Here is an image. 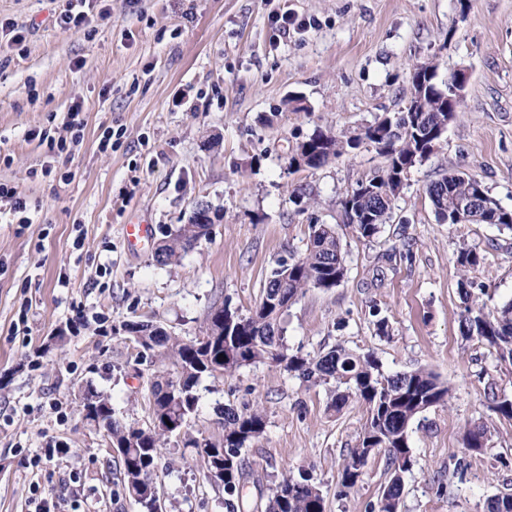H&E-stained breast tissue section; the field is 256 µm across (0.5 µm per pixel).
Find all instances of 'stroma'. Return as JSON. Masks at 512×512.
Instances as JSON below:
<instances>
[{
  "label": "stroma",
  "instance_id": "obj_1",
  "mask_svg": "<svg viewBox=\"0 0 512 512\" xmlns=\"http://www.w3.org/2000/svg\"><path fill=\"white\" fill-rule=\"evenodd\" d=\"M66 3L0 0V183L32 208L22 230L0 212V512H35L47 495L56 512H149L125 495L119 455L78 407L91 385L126 421L150 422L143 377L158 365L113 339V325L153 321L190 338L212 306L249 313L271 272L303 253L312 224L336 227L347 274L291 305L289 347L318 354L341 344L374 353L385 373L426 366L453 386L449 406L410 426L414 466L400 512H486L489 499L512 495V421H495L483 455L467 456L462 444L488 413V386L512 398V373L462 338L454 262L460 247L476 248L485 257L471 274L484 287L480 301H510L512 233L439 221L426 193L461 170L512 209V0H106L107 16H93L89 33L54 26ZM285 13L305 27L281 33ZM429 60L443 80L468 67L458 116L411 169L380 236L358 239L339 201L383 157L364 145L320 169H289L288 158L315 128L355 134L400 111L411 65ZM75 101L84 106L82 141L51 155L30 134L64 136ZM109 127L121 136L104 152ZM48 165L71 178L41 176ZM199 201L222 218L179 263L160 267L149 249L129 247L133 219L156 240ZM376 309L390 336L375 334ZM60 332L65 344L51 346ZM198 393L194 434L221 435L227 406L267 413L264 435L242 451L254 477L248 503L303 473L321 488L325 512H377L389 479L384 453L369 458L354 488L340 484L365 422L358 404L327 411L325 387L267 364L205 379ZM459 458L467 467L455 478ZM157 485L161 512H226L223 489L204 477L183 435L162 448Z\"/></svg>",
  "mask_w": 512,
  "mask_h": 512
}]
</instances>
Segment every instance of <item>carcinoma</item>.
Wrapping results in <instances>:
<instances>
[{
    "mask_svg": "<svg viewBox=\"0 0 512 512\" xmlns=\"http://www.w3.org/2000/svg\"><path fill=\"white\" fill-rule=\"evenodd\" d=\"M456 113L447 110L441 98L425 97V110L397 112L377 116L365 126V132H377L388 123L386 167L371 178L357 183L368 185L369 195L354 198L352 211L340 201L346 225L357 238L372 241L392 218L393 201L403 189L405 173L412 169L416 155L433 152L428 134L448 129ZM356 136H339L316 128L301 143L299 150H311L309 168L320 169L332 159L353 148ZM437 216L450 224L459 223L458 215L466 204L487 206L498 212L497 226L512 231V210L502 207L488 193L480 179L468 172L443 176L428 187ZM198 224L191 219L162 238L159 266L178 262L199 242ZM480 254L473 248H460L455 263L461 272L460 284L477 287L468 274L480 265ZM347 272L341 240L330 224L309 225L304 253L288 269L272 271L262 296L284 287L283 301L294 303L311 288L330 289L339 285ZM467 304L460 317V333L466 340L477 341L492 349L499 368H512V301L489 309L464 292ZM287 309L266 306L263 299L247 314L224 303L208 312L201 334L185 339L160 324H154L142 336L133 335L125 320L113 327V334L134 342L143 358H157L168 363V369L147 378L151 422L143 426L117 416L111 395L92 387L80 396V412L86 423L104 432L110 448L120 456V483L129 497L139 503L154 502L160 448L166 439L181 430L195 416L199 395L197 387L204 378L233 377L241 369L258 363L275 366L307 387L329 386L327 409L340 411L355 401L365 410L366 420L357 445L350 449L341 471V486L355 487L368 459L378 452L386 455L389 481L378 502V512H399L404 475L411 471L413 455L410 447L411 423L428 409L450 403L451 385L428 368L386 374L377 357L360 353L342 345L331 347L317 356L292 351L285 341L284 315ZM491 414L512 420V399L493 395L488 405ZM222 436H190L185 446L210 474L209 480L224 489L226 512H243V489L248 477L242 450L259 439L267 427L264 409L255 405L237 410L227 408L220 421ZM492 432L490 423L480 421L468 426L463 435V448L469 454H481L488 447ZM260 512H325L321 489L311 478L285 476L265 501Z\"/></svg>",
    "mask_w": 512,
    "mask_h": 512,
    "instance_id": "cac0c4a2",
    "label": "carcinoma"
}]
</instances>
